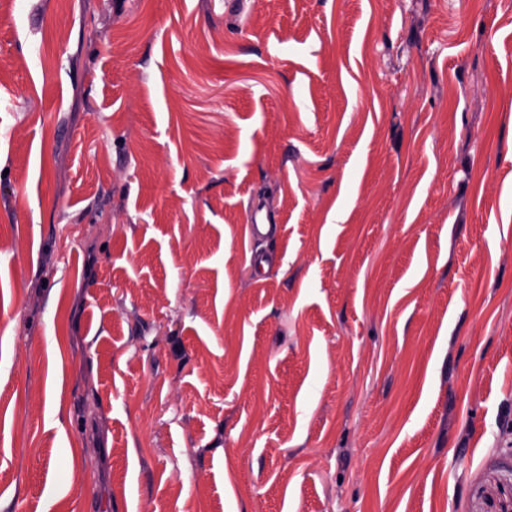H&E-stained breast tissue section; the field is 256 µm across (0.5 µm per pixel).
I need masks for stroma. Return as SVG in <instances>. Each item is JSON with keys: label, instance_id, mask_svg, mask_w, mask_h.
I'll use <instances>...</instances> for the list:
<instances>
[{"label": "stroma", "instance_id": "obj_1", "mask_svg": "<svg viewBox=\"0 0 512 512\" xmlns=\"http://www.w3.org/2000/svg\"><path fill=\"white\" fill-rule=\"evenodd\" d=\"M7 11L0 512H512V0Z\"/></svg>", "mask_w": 512, "mask_h": 512}]
</instances>
